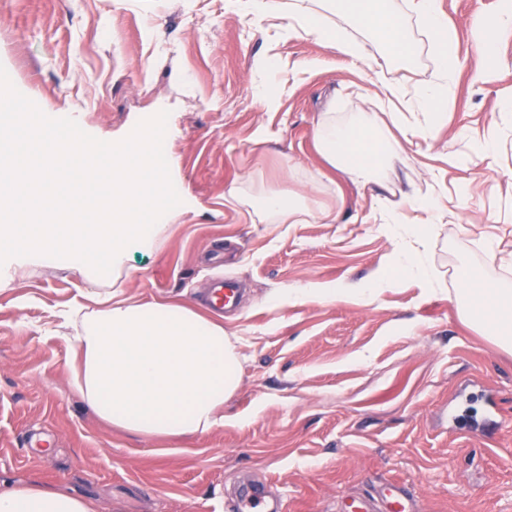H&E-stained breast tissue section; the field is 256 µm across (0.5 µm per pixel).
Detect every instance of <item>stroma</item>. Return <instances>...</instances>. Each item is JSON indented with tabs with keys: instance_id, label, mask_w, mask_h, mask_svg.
<instances>
[{
	"instance_id": "35a3bbf8",
	"label": "stroma",
	"mask_w": 512,
	"mask_h": 512,
	"mask_svg": "<svg viewBox=\"0 0 512 512\" xmlns=\"http://www.w3.org/2000/svg\"><path fill=\"white\" fill-rule=\"evenodd\" d=\"M459 67L428 139L404 143L387 190L357 188L320 155V113L345 122L382 113L374 75L415 91L439 61L408 0L409 62L371 37L357 69L335 42L254 24L226 0H0V72L15 96L92 143L117 144L164 115L175 184L191 204L166 249L129 260L125 297L177 301L213 279L242 282L224 329L241 381L224 423L180 440L136 436L99 419L71 373L75 349L59 314L89 304L88 272L19 266L0 287V483L38 484L94 500L99 512H230L256 482L281 512H337L339 502L399 480L419 512H512V353L465 323L450 296L469 274L512 289V29L497 38L486 81L474 19L505 0H440ZM278 62L279 105L256 87ZM496 132L493 164L470 165V138ZM440 185L426 247L433 285L410 279L371 302L289 299V288H350L388 262L386 201ZM278 192L335 212L327 224H274L248 202ZM495 255H488V246Z\"/></svg>"
}]
</instances>
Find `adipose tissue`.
I'll return each instance as SVG.
<instances>
[{
    "label": "adipose tissue",
    "mask_w": 512,
    "mask_h": 512,
    "mask_svg": "<svg viewBox=\"0 0 512 512\" xmlns=\"http://www.w3.org/2000/svg\"><path fill=\"white\" fill-rule=\"evenodd\" d=\"M255 21L271 16L286 18L288 32L321 41L333 40L337 49L361 65L369 59L362 45L335 29V13L347 15L358 30L371 35L391 58L410 56L413 42L394 13L389 0H231ZM419 27L436 40L441 68L436 82L407 93L382 85L389 104V119L405 136L428 138L436 110L448 91L458 62L454 33L440 15L437 0H410ZM512 24V9L480 17L472 37L484 60V74L498 65V33ZM318 149L334 168L357 185L372 190L385 186L402 152L400 141L382 134L376 116L362 114L351 123L337 124L331 113H322L315 132ZM58 147L56 132L44 143H33L15 132L8 142L9 174L0 176V199L15 202L38 197H69L72 211L83 207L78 196H68L65 182L80 180L91 193H103L112 209L108 224L0 223V245L21 258L43 264L64 262L91 268L95 281L107 285L94 294L93 306H73L64 311L65 327L73 331L76 348L74 383L94 413L122 430L152 438L177 440L209 432L224 422V402L240 382L239 353L224 330L219 315L202 314L175 302H136L122 296L128 260L137 253L163 251L174 224L187 207L160 203L156 223L139 221L138 196L154 185V173L140 149L131 141L116 144L99 155L95 172L82 170L80 158L60 166L52 152ZM258 209L277 224H307L322 215L302 205L298 198L278 193L260 195ZM436 191L405 194L388 208L382 231L390 238L412 239V246L398 249L391 272L353 288L352 296L372 301L390 288L395 278L428 284V262L419 245L429 236L430 220L437 212ZM423 212L425 222L408 225L406 209ZM460 315L476 328L493 329L494 341L512 351V289L486 285L468 288L459 303ZM0 512H96L81 497L40 485H17L0 490Z\"/></svg>",
    "instance_id": "obj_1"
}]
</instances>
